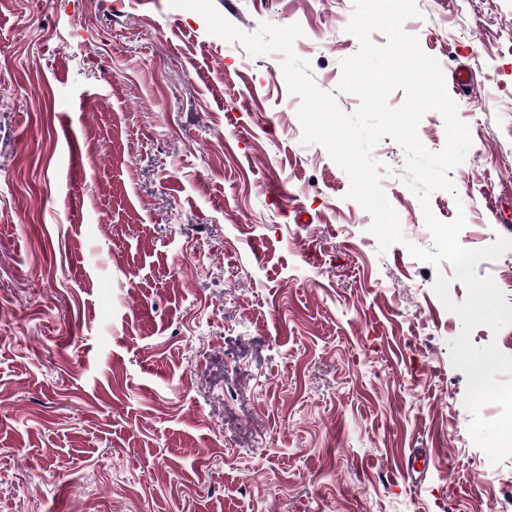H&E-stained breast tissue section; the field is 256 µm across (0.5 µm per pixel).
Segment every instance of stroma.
Listing matches in <instances>:
<instances>
[{
  "label": "stroma",
  "mask_w": 512,
  "mask_h": 512,
  "mask_svg": "<svg viewBox=\"0 0 512 512\" xmlns=\"http://www.w3.org/2000/svg\"><path fill=\"white\" fill-rule=\"evenodd\" d=\"M242 32L299 25L339 91L354 0H213ZM403 29L471 146L428 206L404 153L373 157L402 242L380 250L348 175L303 144L280 54L253 56L169 0H0V512H498L452 266L512 229V0H416ZM428 468L405 481L412 454Z\"/></svg>",
  "instance_id": "1"
}]
</instances>
